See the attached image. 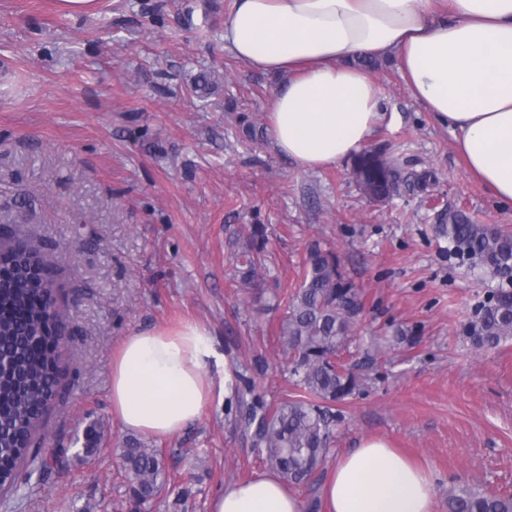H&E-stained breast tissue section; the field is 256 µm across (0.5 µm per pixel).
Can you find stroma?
I'll list each match as a JSON object with an SVG mask.
<instances>
[{
  "label": "stroma",
  "mask_w": 512,
  "mask_h": 512,
  "mask_svg": "<svg viewBox=\"0 0 512 512\" xmlns=\"http://www.w3.org/2000/svg\"><path fill=\"white\" fill-rule=\"evenodd\" d=\"M232 0H0V225L41 247L71 337L63 389L35 434L53 454L89 425L98 451L47 481L31 477L10 512H136L120 456L130 434L112 415V354L131 334L193 321L222 361L201 418L146 440L164 451L168 490L149 512H211L230 483L265 472L237 398L292 394L276 329L321 243L362 290L352 360L364 385L338 407L333 456L368 437L427 467L435 512L454 485L512 493V339L477 348L467 323L494 283L449 257L438 216L452 209L512 231V205L468 175L448 126L407 93L397 62L374 61L385 120L369 147L433 171L428 192L370 201L349 162L298 168L271 146L267 111L281 77L249 71L224 47ZM211 92L197 98L194 78ZM256 127L247 137L244 122ZM25 207H18V200ZM265 227L270 276L232 282L233 232ZM413 347L366 357L395 328Z\"/></svg>",
  "instance_id": "obj_1"
}]
</instances>
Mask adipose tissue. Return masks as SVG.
Returning a JSON list of instances; mask_svg holds the SVG:
<instances>
[{
	"label": "adipose tissue",
	"instance_id": "ef3b65f1",
	"mask_svg": "<svg viewBox=\"0 0 512 512\" xmlns=\"http://www.w3.org/2000/svg\"><path fill=\"white\" fill-rule=\"evenodd\" d=\"M224 46L284 76L267 113L273 147L306 171L352 159L381 122L382 93L360 66L395 57L410 97L448 125L468 173L512 205V0H234ZM216 352L188 321L128 336L112 358L113 416L172 437L213 394ZM325 512H434L435 481L379 438L337 458ZM212 512H301L274 472L232 483Z\"/></svg>",
	"mask_w": 512,
	"mask_h": 512
}]
</instances>
